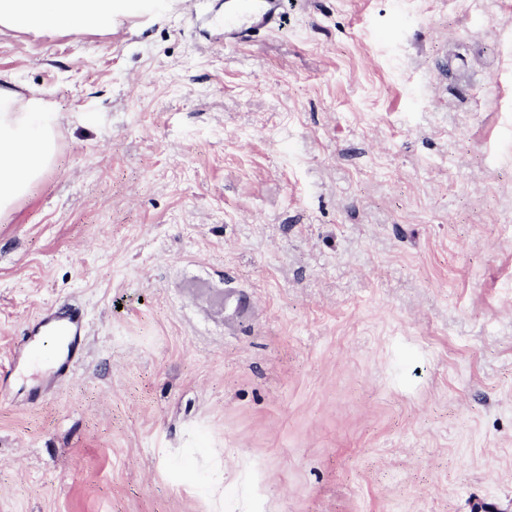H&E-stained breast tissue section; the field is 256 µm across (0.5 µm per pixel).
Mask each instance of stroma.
Segmentation results:
<instances>
[{
	"label": "stroma",
	"instance_id": "stroma-1",
	"mask_svg": "<svg viewBox=\"0 0 512 512\" xmlns=\"http://www.w3.org/2000/svg\"><path fill=\"white\" fill-rule=\"evenodd\" d=\"M59 112L0 220V512H512V0L0 30ZM283 0H229L224 10V42L232 45L247 39L254 30L279 26ZM82 336H85V321L78 309L71 307L59 315L48 311L31 324L24 340L27 354L14 359L13 365L18 369L21 360L29 363L49 351L56 362V375L63 376L74 364Z\"/></svg>",
	"mask_w": 512,
	"mask_h": 512
}]
</instances>
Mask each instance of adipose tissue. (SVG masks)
<instances>
[{
	"label": "adipose tissue",
	"instance_id": "adipose-tissue-1",
	"mask_svg": "<svg viewBox=\"0 0 512 512\" xmlns=\"http://www.w3.org/2000/svg\"><path fill=\"white\" fill-rule=\"evenodd\" d=\"M166 0H0V26L33 31L100 30L116 17L147 15ZM58 114L43 92L21 95L0 76V219L31 194L56 158Z\"/></svg>",
	"mask_w": 512,
	"mask_h": 512
}]
</instances>
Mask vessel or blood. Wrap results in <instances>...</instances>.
Segmentation results:
<instances>
[{
  "mask_svg": "<svg viewBox=\"0 0 512 512\" xmlns=\"http://www.w3.org/2000/svg\"><path fill=\"white\" fill-rule=\"evenodd\" d=\"M283 0H229L224 11V42L232 45L247 39L255 30L276 29L281 19ZM85 334L82 313L75 308L56 314L46 312L34 321L25 337L27 360L43 353L55 356L57 375H65L73 366L76 352Z\"/></svg>",
  "mask_w": 512,
  "mask_h": 512,
  "instance_id": "obj_1",
  "label": "vessel or blood"
}]
</instances>
